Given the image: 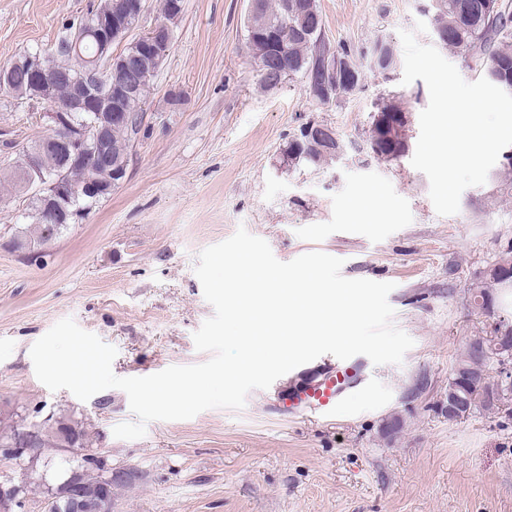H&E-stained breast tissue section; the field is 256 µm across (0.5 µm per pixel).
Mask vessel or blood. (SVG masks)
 <instances>
[{"instance_id": "b4317fda", "label": "vessel or blood", "mask_w": 512, "mask_h": 512, "mask_svg": "<svg viewBox=\"0 0 512 512\" xmlns=\"http://www.w3.org/2000/svg\"><path fill=\"white\" fill-rule=\"evenodd\" d=\"M365 369L359 357L297 368L295 378L278 390L271 411L279 417L332 419L340 401L364 382Z\"/></svg>"}]
</instances>
